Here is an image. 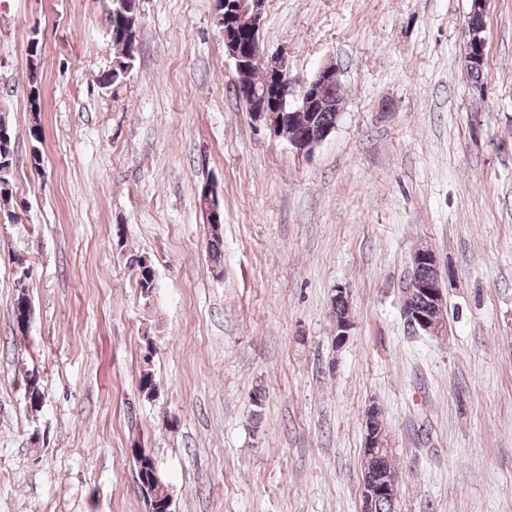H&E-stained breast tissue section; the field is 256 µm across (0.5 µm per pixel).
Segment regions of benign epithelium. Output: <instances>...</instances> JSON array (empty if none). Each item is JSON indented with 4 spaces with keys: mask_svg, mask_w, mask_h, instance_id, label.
Returning a JSON list of instances; mask_svg holds the SVG:
<instances>
[{
    "mask_svg": "<svg viewBox=\"0 0 512 512\" xmlns=\"http://www.w3.org/2000/svg\"><path fill=\"white\" fill-rule=\"evenodd\" d=\"M265 0H224V13L217 17L218 26L224 29V47L234 60L236 78L235 84L239 93L245 96V103L254 120L262 122L273 135H282L281 129L287 121L294 118V113L312 111L317 102L323 97L324 87L340 83V69L334 64L321 67L315 76L305 84L301 104L291 106L288 102L289 91L293 85V76L287 56L283 54H268L258 46L253 51H241L239 35L259 33L260 22L263 18ZM489 0H471V9L466 17V45L463 60L484 62L486 40V16ZM252 59L260 65L266 81L261 90H256L243 80V72L249 68L247 59ZM333 129H325L317 135H308L300 140H291L289 145L299 155H309L331 133ZM409 267L433 271L428 278L415 277L411 287L403 290V299L417 294L426 301V305H402L401 312L407 326L415 332L429 336H441L448 326V301L443 285L437 259L432 250L423 248L411 255ZM377 405L369 406L365 413L366 442L369 448L368 461L372 462L390 452L388 438L374 430L373 420ZM387 497L395 500L398 497L396 478L387 477L378 485L366 490V498Z\"/></svg>",
    "mask_w": 512,
    "mask_h": 512,
    "instance_id": "obj_1",
    "label": "benign epithelium"
}]
</instances>
